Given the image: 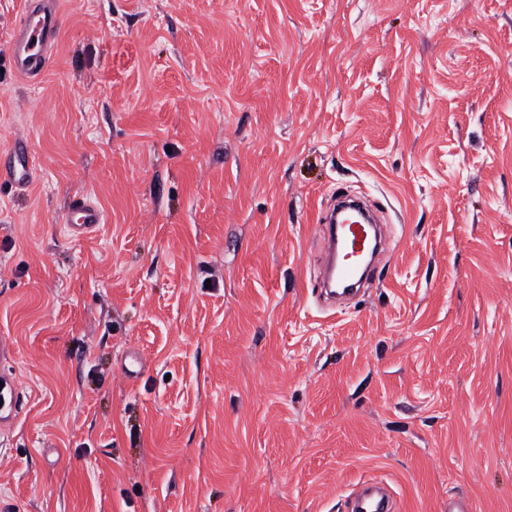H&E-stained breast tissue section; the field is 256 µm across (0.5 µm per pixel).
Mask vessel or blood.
<instances>
[{
  "mask_svg": "<svg viewBox=\"0 0 512 512\" xmlns=\"http://www.w3.org/2000/svg\"><path fill=\"white\" fill-rule=\"evenodd\" d=\"M24 20L15 28L10 47L15 71L28 79L39 76L49 65L58 44L59 0H25ZM31 151L26 137H15L0 151V180L23 187L34 174ZM71 210L76 216L69 230L81 238L93 232L103 221L99 206L86 196L75 197ZM319 231L331 259L321 270L318 287L331 290L348 287L357 277L361 257L373 246V227L369 224H340L335 216L321 218ZM22 392L14 377L0 376V423L8 424L15 416ZM392 497L378 481H369L353 496V512H391Z\"/></svg>",
  "mask_w": 512,
  "mask_h": 512,
  "instance_id": "b4317fda",
  "label": "vessel or blood"
}]
</instances>
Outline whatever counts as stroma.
<instances>
[{
    "label": "stroma",
    "instance_id": "35a3bbf8",
    "mask_svg": "<svg viewBox=\"0 0 512 512\" xmlns=\"http://www.w3.org/2000/svg\"><path fill=\"white\" fill-rule=\"evenodd\" d=\"M60 10L24 79L0 0V148L36 173L0 185V504L346 512L375 478L401 512H512V0ZM341 191L396 248L329 309ZM30 157L28 139L16 136L8 149L0 151V180L9 181L19 187L28 185L34 174ZM71 210L76 215V222L69 224L68 228L71 234L77 238H82L93 232L98 224H102L101 209L86 196L75 197L71 202ZM0 393L2 406L0 409L1 429L16 416L18 401L22 392L14 377L2 374L0 376Z\"/></svg>",
    "mask_w": 512,
    "mask_h": 512
}]
</instances>
